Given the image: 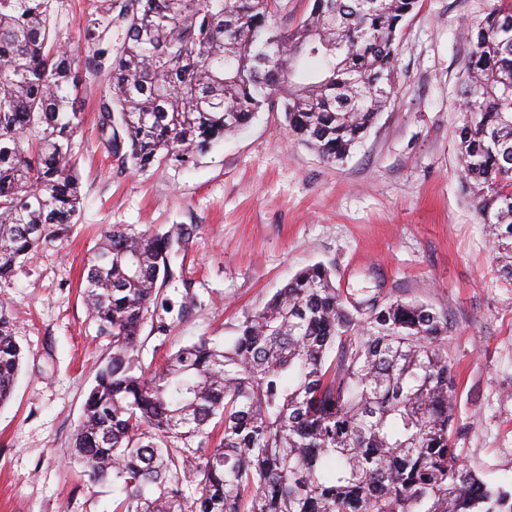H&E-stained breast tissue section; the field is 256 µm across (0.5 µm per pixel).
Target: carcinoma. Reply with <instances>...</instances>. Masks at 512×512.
Returning <instances> with one entry per match:
<instances>
[{
  "mask_svg": "<svg viewBox=\"0 0 512 512\" xmlns=\"http://www.w3.org/2000/svg\"><path fill=\"white\" fill-rule=\"evenodd\" d=\"M420 0H111L81 51L52 37L49 0H0V279L66 235L82 203L78 84L104 80L101 143L122 167L189 164L281 100L290 134L329 162L359 146L394 93V43ZM120 42L102 48L112 29ZM455 131L463 182L512 281V0L465 25ZM193 228L108 229L83 300L112 340L73 438L113 512H512L456 448L448 321L415 301L297 273L235 336L179 347L156 370L141 332ZM23 354L0 306V405Z\"/></svg>",
  "mask_w": 512,
  "mask_h": 512,
  "instance_id": "cac0c4a2",
  "label": "carcinoma"
}]
</instances>
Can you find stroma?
Masks as SVG:
<instances>
[{
  "label": "stroma",
  "mask_w": 512,
  "mask_h": 512,
  "mask_svg": "<svg viewBox=\"0 0 512 512\" xmlns=\"http://www.w3.org/2000/svg\"><path fill=\"white\" fill-rule=\"evenodd\" d=\"M109 0H51L61 43L75 46ZM493 0H422L396 41L395 93L339 165L292 139L280 108L197 157L119 169L100 143V86L79 92L74 139L83 205L67 237L23 256L0 280L23 364L0 406V512H112V490L70 458L94 369L112 355L82 296L103 230L194 225L141 334L144 364L201 336H233L299 270L323 263L346 294L418 300L448 319L457 446L494 485L512 488V283L457 165L460 32Z\"/></svg>",
  "instance_id": "1"
}]
</instances>
